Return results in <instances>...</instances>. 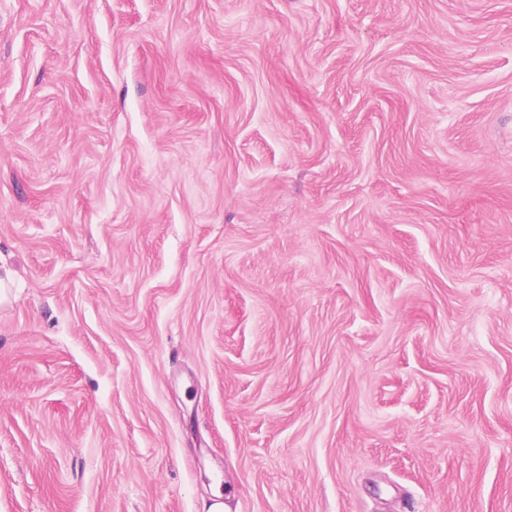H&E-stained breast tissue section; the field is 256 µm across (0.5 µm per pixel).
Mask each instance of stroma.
Instances as JSON below:
<instances>
[{
	"mask_svg": "<svg viewBox=\"0 0 512 512\" xmlns=\"http://www.w3.org/2000/svg\"><path fill=\"white\" fill-rule=\"evenodd\" d=\"M0 512H512V0H0Z\"/></svg>",
	"mask_w": 512,
	"mask_h": 512,
	"instance_id": "35a3bbf8",
	"label": "stroma"
}]
</instances>
